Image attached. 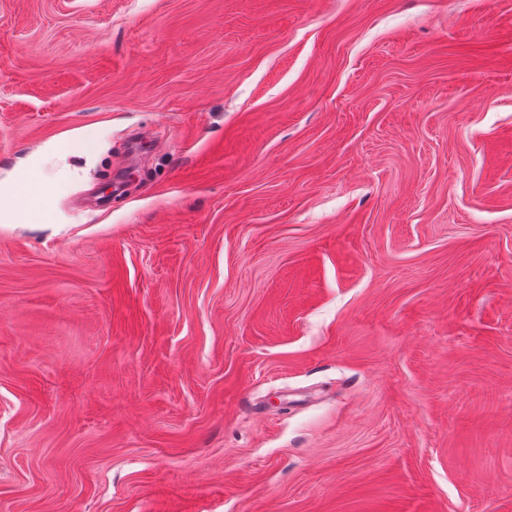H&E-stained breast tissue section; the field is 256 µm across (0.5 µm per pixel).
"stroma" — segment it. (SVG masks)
<instances>
[{
	"label": "stroma",
	"instance_id": "stroma-1",
	"mask_svg": "<svg viewBox=\"0 0 512 512\" xmlns=\"http://www.w3.org/2000/svg\"><path fill=\"white\" fill-rule=\"evenodd\" d=\"M35 168L0 512H512V0H0Z\"/></svg>",
	"mask_w": 512,
	"mask_h": 512
}]
</instances>
